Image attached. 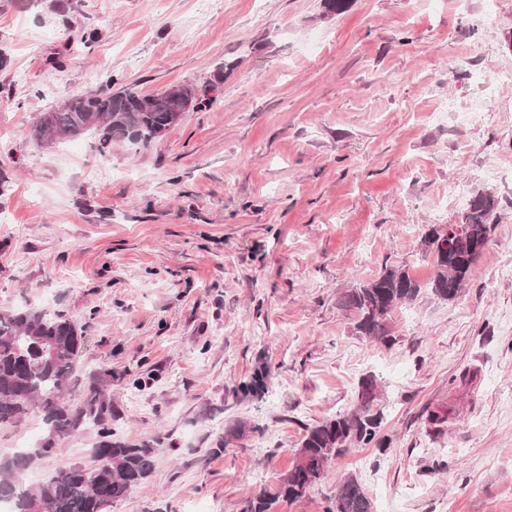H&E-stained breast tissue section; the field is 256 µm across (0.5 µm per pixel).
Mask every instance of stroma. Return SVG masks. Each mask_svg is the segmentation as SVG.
<instances>
[{
	"mask_svg": "<svg viewBox=\"0 0 512 512\" xmlns=\"http://www.w3.org/2000/svg\"><path fill=\"white\" fill-rule=\"evenodd\" d=\"M510 36L512 0H0V307L82 327L114 428L154 447L110 512H242L367 374L387 448L350 445L275 512H324L349 474L374 512H512V84L471 109ZM109 82L214 102L146 143H32L43 112ZM480 192L500 206L460 298L396 308L391 346L358 336L343 293L390 266L429 281L423 225ZM262 365L267 392L242 395Z\"/></svg>",
	"mask_w": 512,
	"mask_h": 512,
	"instance_id": "35a3bbf8",
	"label": "stroma"
}]
</instances>
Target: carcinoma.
<instances>
[{"mask_svg": "<svg viewBox=\"0 0 512 512\" xmlns=\"http://www.w3.org/2000/svg\"><path fill=\"white\" fill-rule=\"evenodd\" d=\"M184 90L166 96L129 88L85 91L49 110V122L37 120L32 138L40 147L85 134L95 135L102 149L125 139L147 142L177 125L185 112L204 105L196 89L186 85ZM498 205L492 194H476L463 216L466 228L460 237L442 239L433 228L425 230L421 248L435 269L428 283L417 281L406 268L386 267L353 285L343 305L355 315L356 332L389 347L393 339L388 317L397 305L411 304L425 291L446 302L459 298L488 244L489 221ZM84 347L81 328L60 314L28 303L0 308V427H17L33 416L43 424L33 445L0 458V499L11 503L13 512H110L154 469V447L112 430L109 380L92 371L77 390V359ZM269 380L270 370L259 369L240 384V391L258 394ZM359 388L356 408L307 428L294 468L274 491L249 500L243 512H273L280 501L295 502L323 480L328 460L347 445L382 443L383 411L377 408L375 378L362 377ZM87 430L99 437L90 463L62 468L35 487L23 484L24 473L48 457L46 449H56ZM326 512H373V505L351 474L340 483Z\"/></svg>", "mask_w": 512, "mask_h": 512, "instance_id": "obj_1", "label": "carcinoma"}]
</instances>
